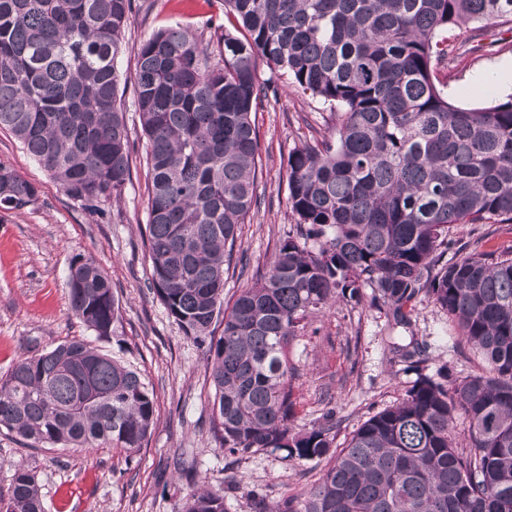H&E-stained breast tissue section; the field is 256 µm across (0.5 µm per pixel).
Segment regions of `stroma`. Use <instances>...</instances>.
<instances>
[{
  "label": "stroma",
  "instance_id": "35a3bbf8",
  "mask_svg": "<svg viewBox=\"0 0 512 512\" xmlns=\"http://www.w3.org/2000/svg\"><path fill=\"white\" fill-rule=\"evenodd\" d=\"M180 24L214 42L224 31V0H135L126 30L130 46L156 31ZM476 51L459 58L437 78L451 103L468 108L493 105L512 94V23L485 28ZM500 80L483 84V75ZM275 95L256 115L261 166L260 202L240 225L235 250L245 268L224 272V306L232 308L242 288L269 268L281 239L295 231L288 206V153L299 140L322 139L336 125L329 105L293 92L285 77L261 69ZM129 136L136 151L132 177L116 203L93 212L69 200L8 132L0 131V161L40 188L38 205L23 214L0 216V376L24 354L36 355L71 339L134 365L154 388L156 419L147 444L134 454L101 447L31 448L0 429V491L12 463L23 462L37 478L45 512H183L188 483L224 498L227 512H253L257 498L274 502L319 479L325 462L283 460L256 451L238 456L226 469L224 450L209 432L213 389L208 354L185 336L148 286L150 261L141 229L147 219L148 177L141 148L139 114L127 107ZM448 261L473 251L512 256V224H459L448 232ZM90 255L112 280L121 324L109 340L94 334L70 308L66 276L70 259ZM429 344L426 374L447 366L451 377L483 370L459 344L447 314L430 301L418 303L409 325L391 328L370 302L344 303L313 318L288 348L296 370L291 381L296 417L293 430L310 427L335 409L336 447H344L362 422L397 403L415 372L391 363L389 344Z\"/></svg>",
  "mask_w": 512,
  "mask_h": 512
}]
</instances>
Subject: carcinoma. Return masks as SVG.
<instances>
[{
    "label": "carcinoma",
    "mask_w": 512,
    "mask_h": 512,
    "mask_svg": "<svg viewBox=\"0 0 512 512\" xmlns=\"http://www.w3.org/2000/svg\"><path fill=\"white\" fill-rule=\"evenodd\" d=\"M219 57L189 29L130 47L134 0H0V131L15 136L63 194L93 208L122 197L133 144L119 57L134 52V106L150 177L149 287L185 335L206 346L210 432L234 454L329 461L301 495L255 512H512V257L442 263L453 224L512 222V95L485 108L448 101L435 70L472 50L469 23L512 18V0H224ZM341 112L336 141L288 154L300 232L222 314L224 264L256 203L261 67ZM39 187L0 163V211L22 214ZM71 310L95 336L120 323L112 280L94 258L68 266ZM391 325L424 295L488 365L453 379L422 373L427 347L392 343L417 378L405 397L333 448L336 416L295 432L287 350L309 318L365 289ZM224 316L215 336L211 327ZM156 410L140 374L73 339L20 357L0 378V428L32 448L134 453ZM469 444L452 435L456 415ZM0 512H43L35 473L13 465ZM183 512H224L193 488Z\"/></svg>",
    "instance_id": "carcinoma-1"
}]
</instances>
